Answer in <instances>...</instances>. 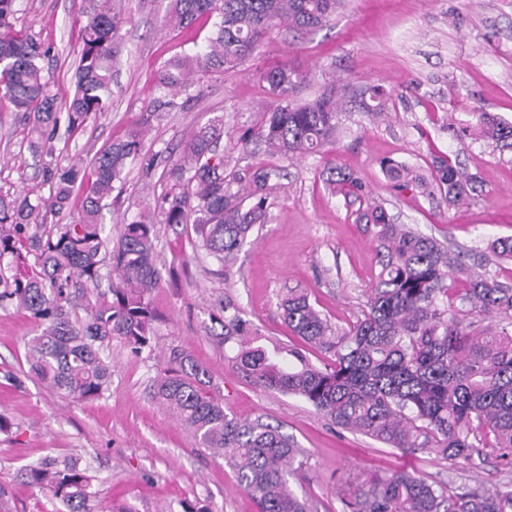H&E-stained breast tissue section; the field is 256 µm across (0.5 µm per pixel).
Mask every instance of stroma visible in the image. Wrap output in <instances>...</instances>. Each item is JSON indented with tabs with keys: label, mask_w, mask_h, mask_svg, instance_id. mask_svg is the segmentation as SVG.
<instances>
[{
	"label": "stroma",
	"mask_w": 512,
	"mask_h": 512,
	"mask_svg": "<svg viewBox=\"0 0 512 512\" xmlns=\"http://www.w3.org/2000/svg\"><path fill=\"white\" fill-rule=\"evenodd\" d=\"M169 0H131L119 35L112 107L80 129H58L51 142L61 167L91 164L123 137L158 95L159 69L193 48L207 28L168 24ZM81 0H16L15 30L48 51L41 66L57 107L75 91L81 50ZM288 63L305 80L294 98L321 94L329 81L345 91L335 142L294 159L270 156L263 144L241 150L260 105L274 96L262 72ZM383 86L388 109H369L370 91ZM512 123V0H343L326 25L299 34L272 30L237 68L206 76L198 97L161 112L148 125L140 157L129 164L107 200L103 222L112 237L144 211L157 210L172 182L167 171L187 136L214 117L224 119L218 151L227 172L241 178L270 170L267 221L238 254L218 264L195 238L172 224L154 227L163 281L153 292L157 350L177 347L209 371L227 412L262 419L293 440L301 468L290 479L308 512H341L340 496L376 475L414 472L438 484L489 490L512 481V469L489 461L470 468L433 453L386 447L333 425L306 401L254 385L232 367V347L220 336L218 317L239 312L266 348L295 344L280 300L307 294L332 326L346 329L361 317L381 270L379 247L356 220L357 202L331 193L330 167L353 174L398 224L444 239L464 251L474 271L512 285V261L497 260L487 243L512 236V148L469 137L457 128L473 112ZM436 156L457 162L476 180L467 204L397 189L385 160L427 172ZM27 193L45 201L43 163L28 147L21 113L0 98V195ZM36 333L27 313L0 309V413L14 426L0 433V512H55L44 494L20 479L21 469L47 456L75 457L93 468L96 512H259L224 459L196 447L191 432L151 400L156 359L113 341L112 386L103 398L74 402L50 392L31 372L26 343Z\"/></svg>",
	"instance_id": "1"
}]
</instances>
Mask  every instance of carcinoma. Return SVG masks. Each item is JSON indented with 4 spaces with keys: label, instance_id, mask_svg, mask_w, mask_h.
Masks as SVG:
<instances>
[{
    "label": "carcinoma",
    "instance_id": "1",
    "mask_svg": "<svg viewBox=\"0 0 512 512\" xmlns=\"http://www.w3.org/2000/svg\"><path fill=\"white\" fill-rule=\"evenodd\" d=\"M116 0H83L82 49L75 71L76 88L66 105L68 128L109 109L112 68L122 53L121 15ZM338 0H170V21L189 28L205 19L212 30L194 53L175 58L158 73L162 96L146 110L144 123L177 107L174 96L191 95L200 77L233 69L250 57L274 27L286 24L307 31L326 24ZM15 0H0V96L27 120L30 148L45 147L58 122L39 60L47 50L13 29ZM277 100L260 111L257 125L240 142L257 139L284 158L311 152L333 140L338 130L340 93L329 84L303 103L291 96L304 77L283 64L264 73ZM459 136H475L512 148V124L488 112ZM224 118L189 135L170 178L173 184L160 206L161 224H189L203 250L219 262L239 251L266 220L270 172L257 170L250 189L224 175L217 142ZM141 129L112 141L95 159L91 172L76 164L44 167L50 182L49 207H68L76 184L85 186L79 216L56 232H39L40 205L29 196H0V259L23 260L34 253L31 269L0 268V307L18 306L37 323L27 344L31 370L53 393L76 402L95 400L109 390L112 366L104 355L114 339L134 353L152 348L156 320L150 297L162 282L157 264L154 224L124 225L117 242L105 234L101 200L112 193L128 161L140 151ZM386 173L405 190L440 193L450 205L464 204L474 177L448 158L431 162L430 175L389 162ZM330 171L327 182L348 197L369 196L351 175ZM358 222L379 242L382 261L378 284L362 317L339 331L304 295L281 299L283 321L304 347L268 352L255 344L246 322L224 319V340L239 348L231 357L237 369L267 389L299 397L337 426L403 451L433 450L450 461L484 464L494 458L512 464V287L486 270L473 274L460 256L438 240L391 222L380 204L369 203ZM494 256L512 260V237L489 244ZM112 282L103 301L87 317L72 314L75 282L94 292L101 269ZM485 319L494 325L473 329ZM311 347L327 360L313 363ZM207 368L179 348L159 363L149 385L152 399L165 405L192 431L197 447L224 457L240 487L259 512H306L305 502L289 485L299 455L278 428L240 419L224 410L211 392ZM29 486L65 507L92 512L93 478L76 458L48 456L20 472ZM342 512H512V483L479 494L428 482L398 472L348 490Z\"/></svg>",
    "mask_w": 512,
    "mask_h": 512
}]
</instances>
